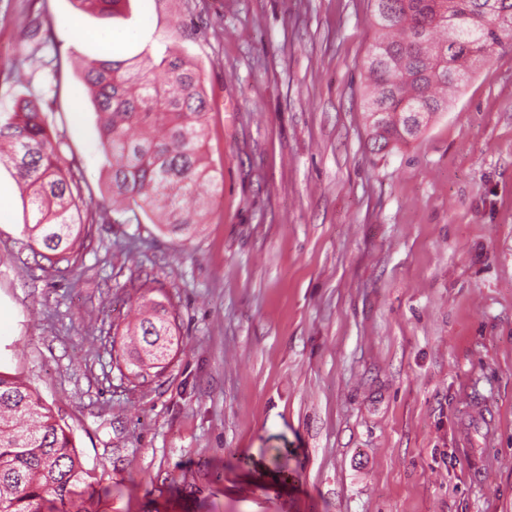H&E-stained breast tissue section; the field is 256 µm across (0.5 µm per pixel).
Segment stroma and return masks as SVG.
I'll list each match as a JSON object with an SVG mask.
<instances>
[{
	"instance_id": "stroma-1",
	"label": "stroma",
	"mask_w": 512,
	"mask_h": 512,
	"mask_svg": "<svg viewBox=\"0 0 512 512\" xmlns=\"http://www.w3.org/2000/svg\"><path fill=\"white\" fill-rule=\"evenodd\" d=\"M371 0H0V113L43 96L83 215L107 194L84 60L200 70V234L145 214L93 227L76 272L41 267L0 166V371L35 389L96 477L94 512H512V50L411 144L371 153L361 66ZM52 40L32 52L33 17ZM58 71H51V64ZM162 281L180 344L118 369L125 283ZM75 8L82 14L92 16L101 21L112 18L122 2L128 0H71Z\"/></svg>"
}]
</instances>
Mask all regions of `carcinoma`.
Returning a JSON list of instances; mask_svg holds the SVG:
<instances>
[{"label": "carcinoma", "mask_w": 512, "mask_h": 512, "mask_svg": "<svg viewBox=\"0 0 512 512\" xmlns=\"http://www.w3.org/2000/svg\"><path fill=\"white\" fill-rule=\"evenodd\" d=\"M82 14L112 18L124 0H72ZM376 36L365 63L371 88L364 119L371 151L409 143L448 108V92L512 39V0H373ZM81 79L103 115L100 148L109 165V196L90 223L81 218L79 186L52 135L39 98H23L0 113V164L15 170L29 205L24 232L49 267L73 271L92 242L95 224L113 214L141 210L168 232L191 239L206 223V188L222 189L223 176L206 162L208 112L202 77L176 50L151 57L93 58ZM127 300L145 309L115 360L134 365V376L156 377L179 345L171 302L159 279L145 274L125 284ZM91 473L70 429L38 393L0 373V512H90Z\"/></svg>", "instance_id": "cac0c4a2"}]
</instances>
